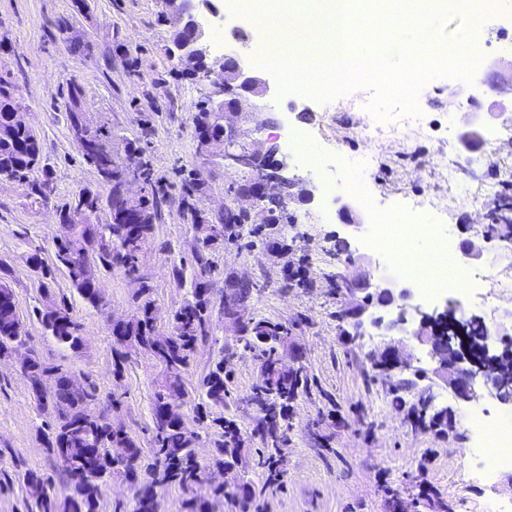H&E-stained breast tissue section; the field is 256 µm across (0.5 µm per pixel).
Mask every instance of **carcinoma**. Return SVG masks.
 Segmentation results:
<instances>
[{"label":"carcinoma","mask_w":512,"mask_h":512,"mask_svg":"<svg viewBox=\"0 0 512 512\" xmlns=\"http://www.w3.org/2000/svg\"><path fill=\"white\" fill-rule=\"evenodd\" d=\"M68 120L74 140L89 137L100 153H105L111 137L110 132L93 125L81 108V90L68 88ZM25 104L16 86L0 73V173L13 178L24 186L27 197L37 202L49 197L50 185L47 168L42 165V145L39 136L31 129H23L13 121V114L24 109ZM92 215L73 227L71 239L66 244L54 245L55 262L70 268V287L94 308L106 305L103 294L96 287L83 280L79 267L87 248L98 245L95 260L104 270H136V252L152 241L159 216L157 201L141 197L135 203L140 222L131 225L135 234L123 232L126 227L123 213L126 200L110 191L99 196L91 206ZM106 213V222H100V213ZM227 228L224 215L201 216L197 221L200 237L195 252V265L191 274L190 292L182 305L172 314L175 325L168 337L155 333L152 321L150 286L143 285L137 296V306L120 328L108 326L112 337L113 375L122 378L132 350H141L151 359H157L156 346L166 344L161 378L155 381L151 401L154 424L152 448L144 452L138 442L127 431H115L107 415L97 410L100 392L97 386L85 380L80 382L61 368L51 366L38 355L30 356L23 377L29 388L43 378H48L47 398L36 400V410L47 418L46 427L51 436L45 442L48 454L56 460L68 482L70 494L60 500L56 496L53 481L34 471H27L18 477L23 484L39 482L43 487L42 497L27 499V512H98L99 499L104 488L112 480L127 481L133 490V512H151V505L159 488L177 485L184 495L185 512H209V501L200 493L204 477L195 453V443L200 432L219 429L218 439L213 441L215 460L224 462V449L229 448L236 455L245 454L244 440L233 427V422L224 419L216 410L224 407V366L216 363L192 390L185 384V375L193 361L198 344L210 333L212 312L206 274L210 269V249L216 242L212 239L213 227ZM42 248L29 254L28 259L41 266L43 282L40 294L53 301L46 309L35 308V315L47 334L58 344L79 352L85 347L83 326L73 315L71 303L66 296H57L52 291L55 283L54 267L44 263ZM9 270L0 263V357L5 355L20 339V316L16 296L6 277ZM244 347L260 361L258 380L250 394V400L257 403L262 420L266 422L262 433L276 439L278 429L267 425V421L278 422L276 402L294 398L299 390L308 386V376L300 372L284 375L274 368L279 355L281 338L288 335V329L278 323L256 321L241 326ZM192 394L194 422L198 432H191L185 423L164 418L168 399L176 400L179 408L186 394ZM217 498L232 495L248 501L251 497L249 483L235 482L222 488L211 489Z\"/></svg>","instance_id":"cac0c4a2"}]
</instances>
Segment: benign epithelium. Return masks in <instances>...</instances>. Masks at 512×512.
<instances>
[{"label":"benign epithelium","mask_w":512,"mask_h":512,"mask_svg":"<svg viewBox=\"0 0 512 512\" xmlns=\"http://www.w3.org/2000/svg\"><path fill=\"white\" fill-rule=\"evenodd\" d=\"M161 15L166 19L171 37L169 56L178 65L193 70L203 84L208 111L224 128V135L212 138L205 131H197L198 155L206 161H216L226 169L247 171L251 177L236 185L235 194L241 201H253L260 206V221L266 223L265 212L271 205L287 209L296 198L309 201L312 194L304 188L305 180L295 174L288 163L277 159L279 147L273 143L265 148L251 140L249 130L241 125L245 119L243 103L249 97L260 98L267 94L265 79L245 69L239 57L211 52L207 30L202 23L206 15L220 16L219 0H159ZM103 181L119 182L118 190L125 199L133 202L137 191L132 185L139 183L138 176L123 174L112 180L111 166L103 167ZM412 289L396 285L378 286L364 296L355 307V325L364 331L370 324L378 330L391 331L406 322V309L412 299ZM400 309L397 318L385 321L377 310L392 307ZM419 322L412 335L430 347L436 362L434 374L463 401L479 399L482 389H487L504 402L512 400L504 394L512 385V359L490 352L486 346L472 345L467 333L468 323L448 317V311L428 313L414 307ZM382 362L388 368H410V362L401 358L397 349L388 347L382 353Z\"/></svg>","instance_id":"7a95c632"}]
</instances>
